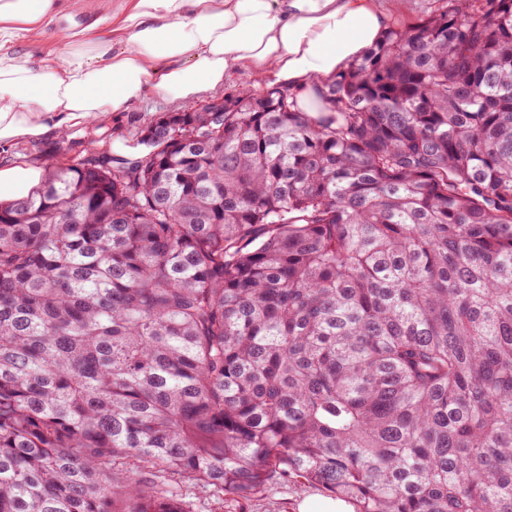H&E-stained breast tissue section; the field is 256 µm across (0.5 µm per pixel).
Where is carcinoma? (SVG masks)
<instances>
[{
    "label": "carcinoma",
    "instance_id": "carcinoma-1",
    "mask_svg": "<svg viewBox=\"0 0 512 512\" xmlns=\"http://www.w3.org/2000/svg\"><path fill=\"white\" fill-rule=\"evenodd\" d=\"M437 2L0 201V512H512V0ZM308 496L330 495L317 485H300L294 479L278 481L266 492L248 501H241L225 493L222 501L200 488H189L186 491V497L193 502L196 512H350L346 503L354 510L353 505L343 498L304 499ZM302 499L297 511L296 505Z\"/></svg>",
    "mask_w": 512,
    "mask_h": 512
}]
</instances>
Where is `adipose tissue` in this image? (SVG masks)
Wrapping results in <instances>:
<instances>
[{"label":"adipose tissue","instance_id":"1","mask_svg":"<svg viewBox=\"0 0 512 512\" xmlns=\"http://www.w3.org/2000/svg\"><path fill=\"white\" fill-rule=\"evenodd\" d=\"M61 0H0V147L64 135L159 95L177 105L249 73L311 111L318 80L388 29L381 0H113L112 28L72 30L62 60L36 56ZM39 167L0 166V196L39 185Z\"/></svg>","mask_w":512,"mask_h":512}]
</instances>
